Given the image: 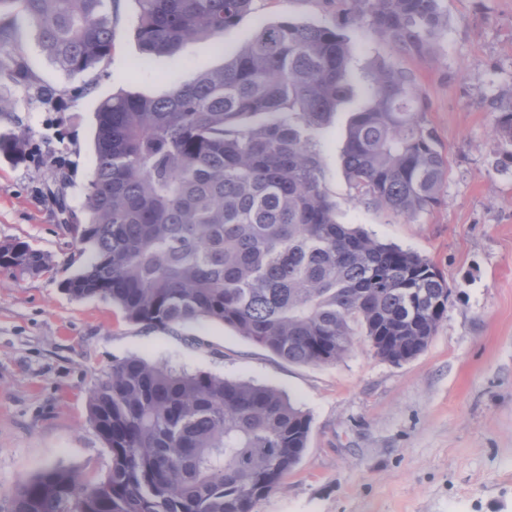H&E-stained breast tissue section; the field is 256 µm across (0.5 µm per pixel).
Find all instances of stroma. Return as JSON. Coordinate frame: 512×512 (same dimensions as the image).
<instances>
[{
	"label": "stroma",
	"mask_w": 512,
	"mask_h": 512,
	"mask_svg": "<svg viewBox=\"0 0 512 512\" xmlns=\"http://www.w3.org/2000/svg\"><path fill=\"white\" fill-rule=\"evenodd\" d=\"M448 33L435 58L396 51L365 27L347 30L352 69L374 61L411 74L429 127L448 159L441 205L406 217L361 200L344 172L352 107L314 138L323 186L340 223L427 258L451 290L426 349L393 364L356 336L340 360L296 365L213 321L170 329L124 319L111 302L77 300L60 283L87 262L49 194L65 178L66 205L82 216L95 155V112L113 93L166 92L194 69L222 64L264 23L335 25L336 0H254L223 46L195 39L172 56H145L135 0H109L115 49L104 74L66 75L42 52L20 8L0 76V134L26 141L21 161L0 155V243L24 241L53 274L0 271V512H12L23 478L61 465L98 480L111 455L90 421L89 391L112 362L140 357L178 369L249 380L283 392L310 418L307 447L281 490L256 512H512V161L485 103L512 89V0H445Z\"/></svg>",
	"instance_id": "35a3bbf8"
}]
</instances>
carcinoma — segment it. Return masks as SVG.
I'll return each instance as SVG.
<instances>
[{
    "label": "carcinoma",
    "instance_id": "obj_1",
    "mask_svg": "<svg viewBox=\"0 0 512 512\" xmlns=\"http://www.w3.org/2000/svg\"><path fill=\"white\" fill-rule=\"evenodd\" d=\"M107 0L20 4L60 70L112 54ZM143 54L191 39L224 46L253 0H135ZM336 27L263 25L224 59L166 94L119 92L96 111L95 167L83 222L65 225L91 261L62 281L75 298L112 302L149 327L206 319L291 364L337 361L362 333L393 364L435 335L450 289L419 254L340 224L322 185L313 135L354 97L345 26H368L401 52L431 56L448 29L444 0H341ZM343 147L359 196L403 216L442 202L448 161L411 75L376 62ZM495 132L512 147V90L493 98ZM25 143L0 135V155ZM16 279L52 270L23 241L0 244ZM112 465L88 484L49 466L21 480L13 512H254L307 447L306 413L277 390L140 358L112 362L89 394Z\"/></svg>",
    "mask_w": 512,
    "mask_h": 512
}]
</instances>
